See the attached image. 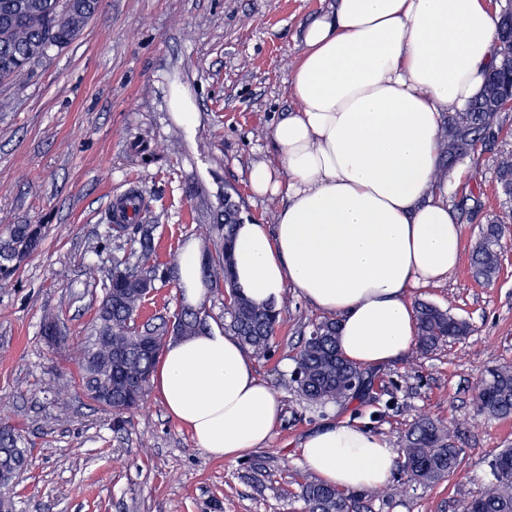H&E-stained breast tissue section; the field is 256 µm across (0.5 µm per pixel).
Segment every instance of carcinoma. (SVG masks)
<instances>
[{"instance_id": "cac0c4a2", "label": "carcinoma", "mask_w": 512, "mask_h": 512, "mask_svg": "<svg viewBox=\"0 0 512 512\" xmlns=\"http://www.w3.org/2000/svg\"><path fill=\"white\" fill-rule=\"evenodd\" d=\"M98 9V0H0V82L23 83L53 50L61 51L78 39ZM512 0L498 22L496 60L486 73L482 91L464 108H448L443 148L448 166L463 159L468 149L495 147L502 127L501 114L512 112ZM496 177L505 203L503 215L482 230L473 251V273L486 282L500 270L502 225L512 222V151L497 152ZM143 198L131 188L112 204L109 224L98 246L125 240L130 252L112 256V270L103 281L102 298L94 307L88 336L73 350L76 377L87 398L111 412L116 423L147 394L159 355L171 337L194 336L209 329V315L182 305L173 318L155 314L143 318V309L156 283L177 281L179 257L162 263L155 245V225L141 223ZM238 206L224 198L213 213L201 251L202 275L207 286L224 296L228 320L224 333L245 350L263 355L281 322L282 310L257 305L235 288L234 231ZM43 239L39 224H11L0 237V275L38 250ZM418 346L428 352L471 332L470 323L433 303L417 304ZM339 324L333 319L312 324L300 346L291 382L308 400L342 404L366 395L371 379L344 358L337 345ZM42 336L59 335L58 314L45 310ZM360 381L358 389L347 386ZM477 411L490 418L512 416V368H493L481 380ZM401 469L407 483L431 486L454 475L461 461L448 427L428 417L414 423L402 441ZM28 448L15 430L0 428V512H13L14 488L26 466ZM495 481L461 504V512H512V448H503L492 462ZM306 512H351L353 500L321 482L301 489Z\"/></svg>"}]
</instances>
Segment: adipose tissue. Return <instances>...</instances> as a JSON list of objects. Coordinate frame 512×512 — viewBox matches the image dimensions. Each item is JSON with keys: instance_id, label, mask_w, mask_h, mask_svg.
Instances as JSON below:
<instances>
[{"instance_id": "1", "label": "adipose tissue", "mask_w": 512, "mask_h": 512, "mask_svg": "<svg viewBox=\"0 0 512 512\" xmlns=\"http://www.w3.org/2000/svg\"><path fill=\"white\" fill-rule=\"evenodd\" d=\"M496 50L487 0H336L304 31L291 75L298 105L272 131L287 173L250 170L260 196L282 204L274 227L243 222L234 237L236 288L259 305L293 288L339 319V349L359 366L389 364L417 341L410 295L458 265L461 228L441 178V120L481 91ZM186 304L207 290L195 240L181 248ZM153 383L198 448L235 461L281 420L235 337L213 329L168 342ZM338 490L385 484L397 455L370 431L330 422L298 450Z\"/></svg>"}]
</instances>
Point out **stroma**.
Instances as JSON below:
<instances>
[{
	"label": "stroma",
	"instance_id": "stroma-1",
	"mask_svg": "<svg viewBox=\"0 0 512 512\" xmlns=\"http://www.w3.org/2000/svg\"><path fill=\"white\" fill-rule=\"evenodd\" d=\"M331 2L99 0L75 42L51 52L24 84L0 85L10 102L0 111V235L11 224L46 227L39 251L0 280V425L18 429L29 449L15 512H304L300 486L312 475L297 450L328 420L364 427L396 449L428 416L463 450L446 481L411 486L393 472L384 495L359 497L357 512H460L494 482L491 463L512 447V418L479 414L475 397L487 369L512 367V224L502 229L496 279L478 280L471 269L483 228L503 211L492 152L470 153L460 164L465 179L448 191L462 233L458 266L415 295L466 319L470 335L371 368L368 393L349 406H316L285 365L324 315L287 289L284 322L267 354L252 359L283 416L270 443L246 458L207 455L153 389L113 429L65 359L85 336L100 276L112 266L111 250L95 248L105 214L131 186L145 194L144 218L164 261L184 240L203 241L210 209L228 196L242 219L274 225L280 201L255 196L249 172L257 161L280 163L272 129L296 109L290 77L303 32ZM179 88L197 106L189 128L169 108ZM140 134L148 148L136 153L130 143ZM90 265L99 278H90ZM49 308L66 336L60 348L41 334Z\"/></svg>",
	"mask_w": 512,
	"mask_h": 512
}]
</instances>
